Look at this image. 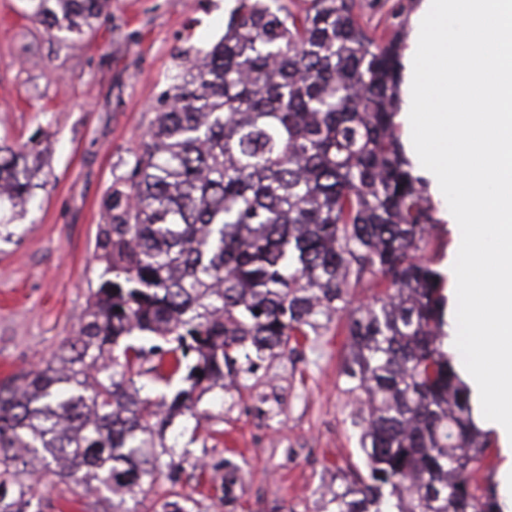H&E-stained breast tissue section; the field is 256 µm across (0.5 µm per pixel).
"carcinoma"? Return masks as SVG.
<instances>
[{"instance_id":"carcinoma-1","label":"carcinoma","mask_w":512,"mask_h":512,"mask_svg":"<svg viewBox=\"0 0 512 512\" xmlns=\"http://www.w3.org/2000/svg\"><path fill=\"white\" fill-rule=\"evenodd\" d=\"M79 33L112 0H25ZM224 36L172 77L141 151L104 200L86 321L46 366L0 383V512H42L39 470L102 512L154 480L195 390L254 374L310 336H346V390L365 396L363 468L330 512H502L493 440L444 349L435 208L395 117L399 45L358 0H235ZM33 150L0 144V212L35 202ZM371 300L344 322L353 289ZM120 367L115 372L114 367ZM189 383L170 399L136 379ZM238 466L224 459V507Z\"/></svg>"}]
</instances>
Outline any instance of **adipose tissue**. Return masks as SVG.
Returning <instances> with one entry per match:
<instances>
[{
	"label": "adipose tissue",
	"mask_w": 512,
	"mask_h": 512,
	"mask_svg": "<svg viewBox=\"0 0 512 512\" xmlns=\"http://www.w3.org/2000/svg\"><path fill=\"white\" fill-rule=\"evenodd\" d=\"M398 97L405 151L456 226L462 353L512 445V0H419Z\"/></svg>",
	"instance_id": "adipose-tissue-1"
}]
</instances>
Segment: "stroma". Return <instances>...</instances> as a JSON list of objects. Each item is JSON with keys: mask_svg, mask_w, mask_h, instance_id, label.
I'll return each mask as SVG.
<instances>
[{"mask_svg": "<svg viewBox=\"0 0 512 512\" xmlns=\"http://www.w3.org/2000/svg\"><path fill=\"white\" fill-rule=\"evenodd\" d=\"M368 28L405 37L417 0H361ZM231 0H112V16L79 43L49 33L24 0H0V138L40 142L48 164L34 210L12 219L0 243V381L52 358L79 331L101 266L95 241L103 199L145 138L162 92L184 56L217 42ZM346 339L313 336L263 364L257 376L200 395L176 417L153 485L128 506L162 512L180 494L189 512H225L224 458L242 478L237 512H324L330 489L363 462V404L346 393ZM43 512H98L97 495L74 497L45 482Z\"/></svg>", "mask_w": 512, "mask_h": 512, "instance_id": "stroma-1", "label": "stroma"}]
</instances>
